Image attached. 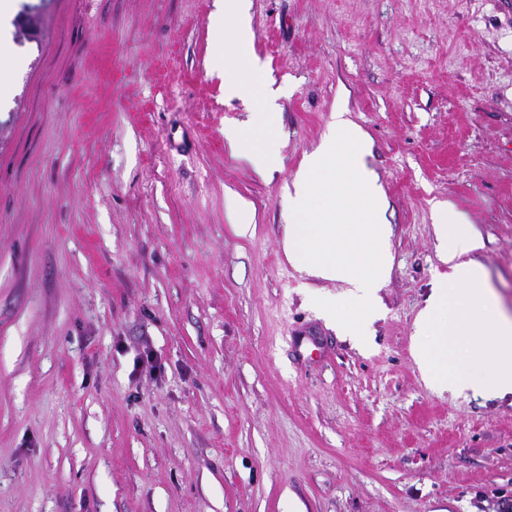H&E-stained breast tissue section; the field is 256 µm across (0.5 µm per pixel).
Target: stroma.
<instances>
[{"mask_svg":"<svg viewBox=\"0 0 512 512\" xmlns=\"http://www.w3.org/2000/svg\"><path fill=\"white\" fill-rule=\"evenodd\" d=\"M213 9L48 0L0 87V512H512V397L437 392L412 354L437 203L512 311V0H250L269 177L224 140L251 107L210 68ZM340 109L391 227L360 344L315 304L345 284L282 246ZM227 211L237 235L245 237L252 234L254 231L253 224L249 219L247 205L243 201L230 197L227 201Z\"/></svg>","mask_w":512,"mask_h":512,"instance_id":"35a3bbf8","label":"stroma"}]
</instances>
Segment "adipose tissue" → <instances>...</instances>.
<instances>
[{"instance_id":"ef3b65f1","label":"adipose tissue","mask_w":512,"mask_h":512,"mask_svg":"<svg viewBox=\"0 0 512 512\" xmlns=\"http://www.w3.org/2000/svg\"><path fill=\"white\" fill-rule=\"evenodd\" d=\"M210 22L215 40L238 51L236 64L221 56L214 61L215 71L224 76V92L248 99L254 114L250 131L227 127L225 141L257 172L269 171L280 162L276 94L264 80L261 66L249 56L247 0H215ZM435 230L443 246L441 259L450 273L437 281L417 317L414 357L436 390L498 398L512 395V315L501 311L485 267L475 258L483 242L468 219L449 206L437 207Z\"/></svg>"}]
</instances>
